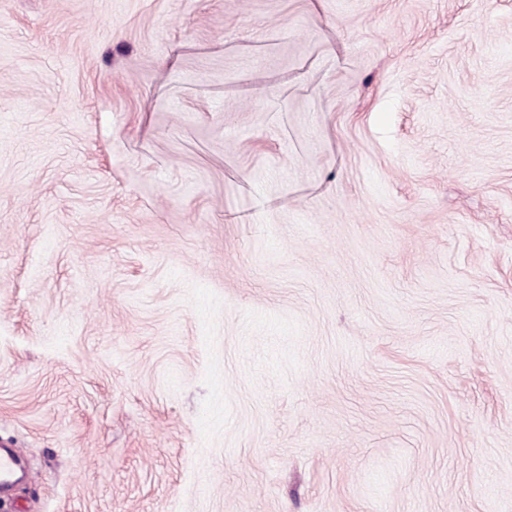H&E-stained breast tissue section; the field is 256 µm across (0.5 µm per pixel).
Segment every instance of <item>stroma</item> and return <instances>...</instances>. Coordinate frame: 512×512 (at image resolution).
Returning a JSON list of instances; mask_svg holds the SVG:
<instances>
[{
    "instance_id": "stroma-1",
    "label": "stroma",
    "mask_w": 512,
    "mask_h": 512,
    "mask_svg": "<svg viewBox=\"0 0 512 512\" xmlns=\"http://www.w3.org/2000/svg\"><path fill=\"white\" fill-rule=\"evenodd\" d=\"M18 512H512V0H0Z\"/></svg>"
}]
</instances>
